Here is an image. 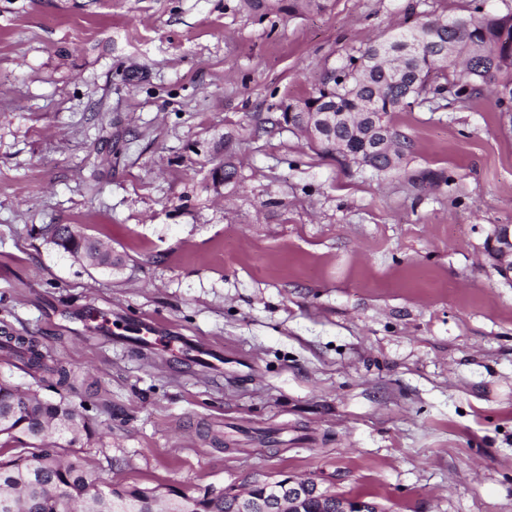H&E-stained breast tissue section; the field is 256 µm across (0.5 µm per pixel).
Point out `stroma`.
<instances>
[{"mask_svg": "<svg viewBox=\"0 0 512 512\" xmlns=\"http://www.w3.org/2000/svg\"><path fill=\"white\" fill-rule=\"evenodd\" d=\"M470 2L0 0V345L71 386L1 348L0 379L111 425L82 455L127 486L288 471L384 512H512V284L485 250L512 224V115L488 94L396 113L412 148L389 173L278 122L369 39ZM46 224L126 268H85ZM97 313L218 365L140 354ZM245 5L260 13L268 14L288 13V16H298L305 12L326 9L330 0H243ZM288 2V3H287ZM39 231L59 250L82 262L85 258H91L94 265L112 273V249L93 237L75 234L69 224H48ZM43 354L32 346L30 348V356L26 361V366L33 371L35 374H49V375H57V383L62 385L67 382V372L62 366L49 365L43 361Z\"/></svg>", "mask_w": 512, "mask_h": 512, "instance_id": "stroma-1", "label": "stroma"}]
</instances>
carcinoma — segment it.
<instances>
[{
  "label": "carcinoma",
  "instance_id": "obj_1",
  "mask_svg": "<svg viewBox=\"0 0 512 512\" xmlns=\"http://www.w3.org/2000/svg\"><path fill=\"white\" fill-rule=\"evenodd\" d=\"M330 0H244L262 16L286 13L298 16L326 9ZM401 31L422 44L404 57L400 72L382 58L366 67L365 58L384 47H399L393 34L370 41L363 53L350 55L338 69L326 74L311 96L281 107L283 112H334L333 131L319 136L315 144L326 155H334L340 143L350 148V162L377 172L398 168L385 156L367 153L356 136L362 121L391 130L400 155L410 148L409 140L393 123V116L420 105L428 95L448 93L452 100L466 103L480 98L491 88L499 111L512 112V14L485 13L477 5L467 14L446 17L424 11ZM40 232L58 249L79 260L93 259L94 265L112 270V261L126 265L124 256L90 236L72 231L69 224H48ZM26 366L35 374L58 376L67 382L66 370L44 362L43 354L30 348ZM0 447L24 445L20 454L0 459V512H59L63 500L77 506L75 512H138L148 489L122 487L89 469L78 449L94 437L110 432L95 427L69 402L43 399L35 390L20 391L0 380ZM197 512H235L234 503L224 500L221 490L205 489L194 497Z\"/></svg>",
  "mask_w": 512,
  "mask_h": 512
}]
</instances>
